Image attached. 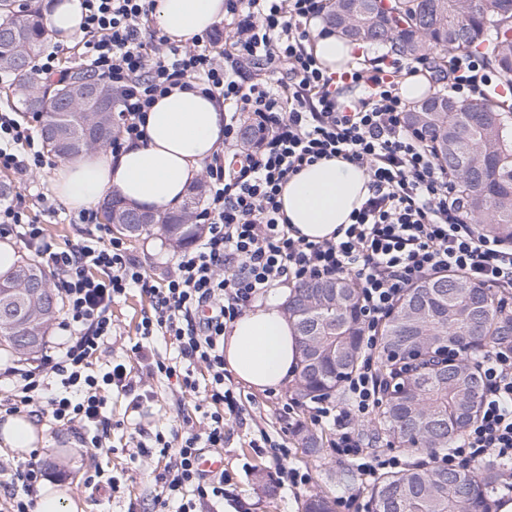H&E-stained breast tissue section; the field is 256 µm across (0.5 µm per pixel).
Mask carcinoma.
I'll return each instance as SVG.
<instances>
[{"mask_svg":"<svg viewBox=\"0 0 512 512\" xmlns=\"http://www.w3.org/2000/svg\"><path fill=\"white\" fill-rule=\"evenodd\" d=\"M329 24L358 44L388 47L423 62L434 75L448 71L454 57L484 47L500 84L512 88V0H329ZM49 37L38 0H0V73L13 77L12 102L22 112L44 114L41 134L48 151L70 160L112 139L115 93L83 69L67 79L43 80L32 61ZM92 82L106 95L109 111L88 126L85 107L72 88ZM408 128L424 137L452 176L466 219L494 237L512 242V100L485 98L461 103L445 95L417 102L405 113ZM204 194L199 183L171 214L142 212L117 196L102 205L112 230L131 239L155 234L174 249L191 241L200 225L190 223ZM53 273L39 259L25 257L0 274V347L25 355L47 336L57 311ZM291 293L301 305L290 320L303 357L296 366L295 398L310 401L337 392L365 352L360 294L352 279L304 281ZM377 360L387 388L374 431L390 444L431 453L451 448L479 413L482 379L478 358L512 341V308L491 288L461 273L429 276L407 289L378 330ZM308 453L320 438L299 429ZM498 464L470 469L418 465L377 476L367 512H499L495 498ZM327 493L309 496L304 512H333Z\"/></svg>","mask_w":512,"mask_h":512,"instance_id":"1","label":"carcinoma"}]
</instances>
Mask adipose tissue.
Segmentation results:
<instances>
[{
	"label": "adipose tissue",
	"instance_id": "obj_1",
	"mask_svg": "<svg viewBox=\"0 0 512 512\" xmlns=\"http://www.w3.org/2000/svg\"><path fill=\"white\" fill-rule=\"evenodd\" d=\"M225 0H156L153 17L169 41L195 45L225 15ZM314 55L327 72L345 69L352 58L349 40L313 30ZM224 150V107L201 91L177 90L159 99L146 117V140L120 153L101 148L58 165L52 183L56 198L73 211L101 205L111 196L156 214L178 206L206 164ZM367 170L345 159H321L283 187L282 209L294 238H335L354 209L369 197ZM300 355L294 324L277 297L256 302L231 323L224 338V361L238 381L258 390L278 389L295 372ZM42 440L21 416L0 423V447L27 454Z\"/></svg>",
	"mask_w": 512,
	"mask_h": 512
}]
</instances>
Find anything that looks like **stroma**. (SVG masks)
Segmentation results:
<instances>
[{"label": "stroma", "instance_id": "1", "mask_svg": "<svg viewBox=\"0 0 512 512\" xmlns=\"http://www.w3.org/2000/svg\"><path fill=\"white\" fill-rule=\"evenodd\" d=\"M128 248L154 278L161 277L175 258L174 251L155 235L129 242ZM149 309V299L139 289L117 298L112 304L117 333L126 339L136 338L142 316ZM151 387L149 399L137 404L130 396L108 393L107 409L114 422L110 436L103 448L82 449L80 462H72L62 453L79 439L80 428L45 420L39 423L44 446L24 458L1 451L0 512H7L12 485L30 461L60 479L69 494L83 503L84 512H154V500L161 491L156 465L137 456L131 439L138 436L150 441L156 433H170L183 422L198 424L201 415L195 410L196 397L183 393L177 381L155 380ZM242 392L249 401L241 417L231 416L224 422V488L236 512H303L306 497L320 491L335 498L336 512H366L368 490L360 484L353 461L336 456L330 448L331 434H324L319 457L308 456L299 445L296 433L299 426L309 424V409L307 404L295 403L291 385L273 393L248 386ZM287 403L293 404L294 413L285 419L281 409ZM261 430L284 445L287 466L306 474V483L295 487L283 483L272 460L251 448L253 434ZM101 468L118 479V489L88 487L87 477Z\"/></svg>", "mask_w": 512, "mask_h": 512}]
</instances>
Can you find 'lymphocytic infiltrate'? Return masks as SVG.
<instances>
[{
  "label": "lymphocytic infiltrate",
  "instance_id": "f902f5d3",
  "mask_svg": "<svg viewBox=\"0 0 512 512\" xmlns=\"http://www.w3.org/2000/svg\"><path fill=\"white\" fill-rule=\"evenodd\" d=\"M82 6L86 66L117 96L113 152L144 140L146 114L159 98L198 88L224 106L225 153L207 165L208 195L194 215L202 233L155 281L125 241L99 223L97 210L74 216L80 237L61 249L27 207L0 203V235L15 236L56 271L62 301L57 336L44 355L0 369V382L8 385L0 411L79 425L82 443L98 448L112 428L106 390L132 394L150 379H176L186 392L202 394L201 428L159 433L153 444L137 448L164 464L159 512H197L198 503L224 499L223 477L206 478L197 460L202 449L223 447L225 414L243 411L241 394L226 382L224 335L251 302L283 284L350 276L361 293L370 351L380 323L406 289L427 276L461 271L487 287L511 290L512 243L464 220L447 170L407 128L398 76L411 64L395 58L336 77L307 51L308 23L321 14L323 0H227L233 32L220 51L210 35L185 48L151 30L153 0H82ZM492 85L483 61L463 56L444 90L471 101ZM246 113L263 132L256 152L239 145ZM331 157L365 167L370 195L340 239L293 238L281 190L305 166ZM44 162L32 122L1 112L0 170L23 176ZM134 287L148 295L151 310L130 352L144 356L156 336L176 349L175 357L148 361L136 380L120 364L95 369L117 337L112 304ZM478 366L480 415L435 461L448 468L463 460L504 463L500 488L512 494V345L484 355ZM383 389L366 360L341 398L314 400L310 409L312 423L332 431L337 455L355 463L364 483L409 466L404 456L368 452L358 429L378 408Z\"/></svg>",
  "mask_w": 512,
  "mask_h": 512
}]
</instances>
